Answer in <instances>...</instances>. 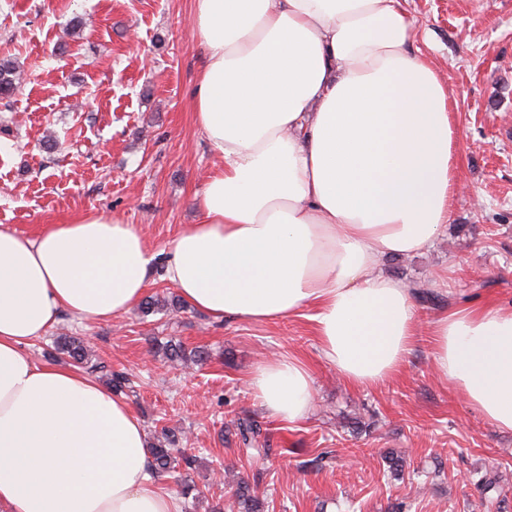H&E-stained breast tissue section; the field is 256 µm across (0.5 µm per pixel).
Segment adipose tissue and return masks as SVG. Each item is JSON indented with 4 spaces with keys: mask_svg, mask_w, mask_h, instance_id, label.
I'll return each instance as SVG.
<instances>
[{
    "mask_svg": "<svg viewBox=\"0 0 512 512\" xmlns=\"http://www.w3.org/2000/svg\"><path fill=\"white\" fill-rule=\"evenodd\" d=\"M195 119L221 163L165 269L213 319L302 313L320 357L354 387L403 367L411 288L384 258L432 246L461 189L459 129L432 61L412 49L407 0H194ZM154 257L139 228L89 213L34 238L0 226V512H179L128 403L26 350L65 313L95 323L139 303ZM433 369L512 432V310L439 315ZM248 384L290 424L314 401L294 357Z\"/></svg>",
    "mask_w": 512,
    "mask_h": 512,
    "instance_id": "ef3b65f1",
    "label": "adipose tissue"
}]
</instances>
